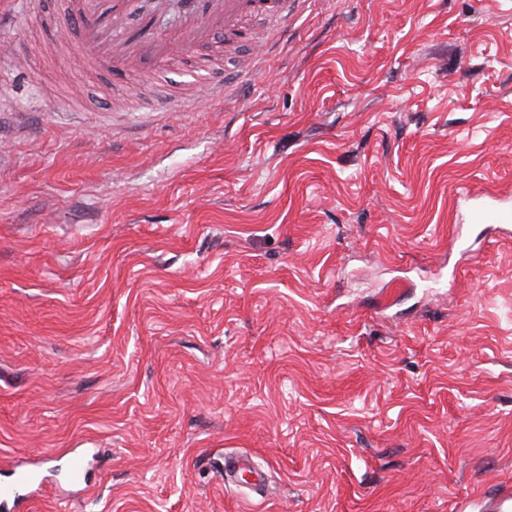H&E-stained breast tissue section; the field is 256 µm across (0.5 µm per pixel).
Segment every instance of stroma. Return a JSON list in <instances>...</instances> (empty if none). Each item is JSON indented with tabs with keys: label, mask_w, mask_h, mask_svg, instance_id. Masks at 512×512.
Wrapping results in <instances>:
<instances>
[{
	"label": "stroma",
	"mask_w": 512,
	"mask_h": 512,
	"mask_svg": "<svg viewBox=\"0 0 512 512\" xmlns=\"http://www.w3.org/2000/svg\"><path fill=\"white\" fill-rule=\"evenodd\" d=\"M70 5L0 0V457L36 512L512 487V0H306L253 74L220 33L80 63ZM240 472L250 474L251 481L249 483L256 490H259L265 481L264 473L253 466L249 456L225 454L224 474L232 477Z\"/></svg>",
	"instance_id": "1"
}]
</instances>
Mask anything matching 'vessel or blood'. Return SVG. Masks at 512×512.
Instances as JSON below:
<instances>
[{"label":"vessel or blood","mask_w":512,"mask_h":512,"mask_svg":"<svg viewBox=\"0 0 512 512\" xmlns=\"http://www.w3.org/2000/svg\"><path fill=\"white\" fill-rule=\"evenodd\" d=\"M249 0H184L177 23L159 29L153 0H74L73 15L84 25L76 50L81 58L113 69L138 65L148 57H169L186 45L200 40L207 33L220 30L235 39ZM138 15L137 28H129L127 20ZM251 476L253 488H260L264 473L253 466L246 455H225L224 473ZM35 478L27 471H18L10 484L0 485V512H19L25 501V489L34 486ZM484 512H512V488L501 486L485 490Z\"/></svg>","instance_id":"vessel-or-blood-1"}]
</instances>
